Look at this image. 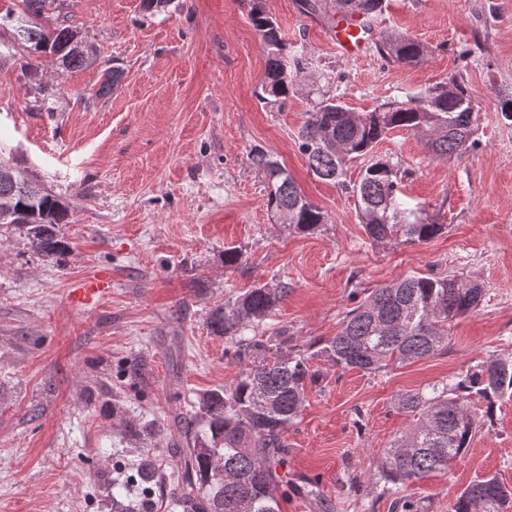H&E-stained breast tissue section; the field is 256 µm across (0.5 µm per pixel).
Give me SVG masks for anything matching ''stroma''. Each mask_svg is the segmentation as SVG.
Wrapping results in <instances>:
<instances>
[{
	"mask_svg": "<svg viewBox=\"0 0 512 512\" xmlns=\"http://www.w3.org/2000/svg\"><path fill=\"white\" fill-rule=\"evenodd\" d=\"M264 3L304 60L280 112L256 98L265 52L242 0H173L152 14L143 0H64L50 22L77 29L96 64L66 71L44 54L32 72L23 52L0 63V158L72 208L61 227L70 251L58 261L0 230V512H106L115 479L145 458L159 481L138 512H182L176 423L196 395L230 386L243 368L207 317L256 284L290 286L259 335L282 331L303 349L336 335L353 296L407 275H458L483 289L432 357L376 373L313 359L320 381L286 433L282 512H324L298 491L304 480L333 512H391L370 480L410 425L399 395L512 357V0H384L374 32L420 42L414 67L373 48L343 56L326 34L336 0L315 14L302 0ZM114 66L122 82L98 97ZM452 75L474 100L476 147L437 160L395 130L373 150L405 171L408 202L446 230L424 244L373 245L350 190L366 159L347 162L342 183L320 180L296 135L320 94L369 112ZM258 147L325 224L301 232L277 221L250 159ZM229 246L244 254L234 270L224 267ZM98 271L111 272V295L70 308L69 289ZM146 422L162 435L136 437ZM491 475L512 487V401L497 403L464 459L407 492L427 512H448L458 492Z\"/></svg>",
	"mask_w": 512,
	"mask_h": 512,
	"instance_id": "obj_1",
	"label": "stroma"
}]
</instances>
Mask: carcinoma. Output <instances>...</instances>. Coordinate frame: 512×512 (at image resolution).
Instances as JSON below:
<instances>
[{
	"mask_svg": "<svg viewBox=\"0 0 512 512\" xmlns=\"http://www.w3.org/2000/svg\"><path fill=\"white\" fill-rule=\"evenodd\" d=\"M16 2L18 8L1 14L0 22L13 16L25 20L17 45L28 50V57L49 52L64 70L94 64L90 46L72 43L73 27L45 25L44 19L61 8L62 0ZM382 3L336 0L339 10L356 8L371 22ZM247 4L250 23L266 50L259 100L280 111L293 91L291 67H299L298 51L282 37L262 0ZM376 48L401 66H415L424 56L423 45L395 32L382 35ZM122 77L117 67L104 72L97 95L109 94ZM477 123L469 91L452 77L371 112H354L334 98H324L308 113L297 145L314 176L338 182L347 161L371 154L394 129L415 133L434 157L446 159L475 145L471 137ZM252 161L266 175L267 206L279 219L300 232L326 222L323 210L270 154L256 148ZM401 183L394 165L378 158L353 186L365 232L375 244L400 238L423 244L446 229L425 216L424 209L402 199ZM5 196L11 203L0 207L1 229L13 228L36 253L51 260L69 251L61 233L69 207L57 195L40 186L29 196L0 181V199ZM288 292V283L281 280L254 285L208 314L210 333L227 338L235 357L248 361V368L231 386L200 395L194 412L178 421L187 447L181 450L174 496L183 512H281L277 468L288 455L285 433L302 414L307 387L319 382L311 360L320 355L338 366L371 373L431 357L447 345L450 323L474 312L483 296V288L474 281L410 275L372 290L346 312L336 336L318 342L319 350L309 353L290 345L286 336L262 341L250 335ZM271 349L275 355L269 357ZM473 395L483 399L485 410L469 406ZM506 398L512 399V360L495 355L461 376L401 394L398 406L411 418V426L390 444L377 477L382 492L393 496L392 512H423L419 501L400 494L402 488L462 459L476 430ZM510 499L512 489L495 477H484L457 494L448 512H503Z\"/></svg>",
	"mask_w": 512,
	"mask_h": 512,
	"instance_id": "carcinoma-1",
	"label": "carcinoma"
}]
</instances>
